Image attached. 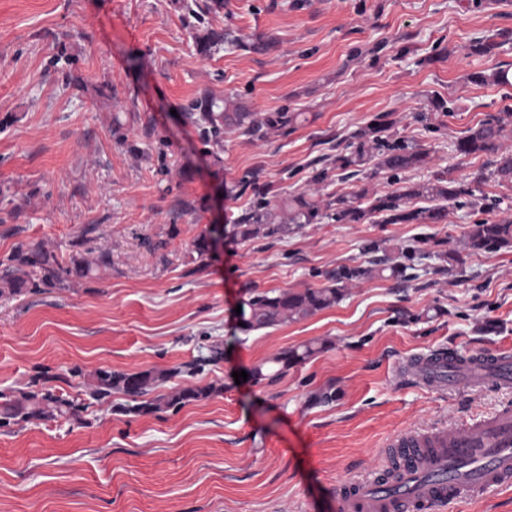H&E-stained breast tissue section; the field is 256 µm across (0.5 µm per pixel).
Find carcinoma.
Instances as JSON below:
<instances>
[{
	"label": "carcinoma",
	"mask_w": 512,
	"mask_h": 512,
	"mask_svg": "<svg viewBox=\"0 0 512 512\" xmlns=\"http://www.w3.org/2000/svg\"><path fill=\"white\" fill-rule=\"evenodd\" d=\"M179 7L190 28L195 30V48L199 55L209 56L220 46L236 45L239 39L230 30L210 27V18L224 12V0H179ZM498 43L491 37H479L470 44L471 54L486 56L493 53ZM467 81L481 86L488 83L509 85V71H474ZM431 111L420 112L417 120L435 128L432 121L447 117L453 112V101L440 95L430 99ZM185 120L199 131L202 143L211 148L214 163L221 165L224 150V129L234 128L248 136L265 137L271 133L287 132L298 117L296 112L281 110L261 116L251 111L240 99L218 98L204 92L183 108ZM512 112L489 114L473 127L468 128L454 144L461 157L492 155L491 169L480 173L473 183L437 175L422 183L399 186L394 192L374 197L367 206L355 204L343 197L314 201L306 191L292 195L272 205L266 195L252 203L238 217L235 227L241 240L263 236L273 238L281 234L285 224H317L327 220L338 224H360L370 217L381 224H444L448 220V206L464 197H474L475 186L492 180L502 187L512 189V150L503 146L506 127ZM393 122L385 115H377L350 135L346 152L336 155L332 165L325 160L315 161L310 183L318 186L327 181L331 169L337 176L352 179L366 174L368 168L384 170L394 177L409 169L424 168L431 162L428 150L414 146L402 139H393L389 133ZM425 200L427 206H414L412 201ZM85 235L76 237L70 244L68 257L43 246L19 245L0 259V294L18 295L39 293L47 288H66L75 280L88 277L101 266L111 265L108 251L89 245ZM466 246L471 253L497 252L512 248V217L482 220L472 224L466 234ZM408 265L385 255L371 261L369 267H343L336 271L335 284L323 288H303L288 291L250 292L240 302L239 320L246 331H258L297 322L338 304L346 293V283L353 279L389 271L395 278L406 277ZM320 349L310 344L286 349L271 359L255 366L251 375L257 382H274L292 367L305 363ZM224 357L223 350L215 345L204 355L198 356L192 371L215 364ZM180 373L178 369H148L139 372L99 369L93 374L94 383L88 397L100 404L112 403V396L119 394L127 404H118L115 411L123 414L157 413L178 410L185 405L206 399L223 390L210 384L204 387L186 386L167 393L153 395L169 379ZM153 398H148V395ZM88 408L81 394L65 395L60 390L45 386L36 391L17 395L0 393V421L23 422L32 418H52L55 414L77 418Z\"/></svg>",
	"instance_id": "carcinoma-1"
}]
</instances>
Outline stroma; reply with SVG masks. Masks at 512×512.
<instances>
[{
	"label": "stroma",
	"mask_w": 512,
	"mask_h": 512,
	"mask_svg": "<svg viewBox=\"0 0 512 512\" xmlns=\"http://www.w3.org/2000/svg\"><path fill=\"white\" fill-rule=\"evenodd\" d=\"M211 25L240 46L197 55L172 0H0V258L37 243L65 255L83 233L112 255L69 287L0 296V392L75 367L84 392L100 368L168 369L206 346L226 350L167 382L222 388L179 411L120 414L116 395L77 421L0 427V512H335L338 482L376 476L391 439L512 402L507 389L431 392L393 378L397 361L435 349H512V248L459 265L442 257L462 251L475 222L512 216V189L480 184L478 203L449 207L444 224H305L246 242L233 232L254 199L236 193L244 175L282 197L302 191L314 160L384 113L432 157L406 180H473L487 157L459 156L453 143L512 107V86L465 77L512 66V0H226ZM259 34L277 49L249 51ZM482 36L497 49L472 55ZM206 91L305 119L264 139L225 131L218 168L180 115ZM433 94L454 111L430 129L416 115ZM363 189L394 185L380 171L331 178L318 194ZM216 224L223 247L197 256L194 241ZM408 246L420 252L409 279L366 277L306 319L239 324L247 290L325 287L342 267ZM309 342L322 351L282 379L235 382ZM326 390L333 401L315 402Z\"/></svg>",
	"instance_id": "1"
}]
</instances>
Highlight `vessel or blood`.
I'll list each match as a JSON object with an SVG mask.
<instances>
[{
    "mask_svg": "<svg viewBox=\"0 0 512 512\" xmlns=\"http://www.w3.org/2000/svg\"><path fill=\"white\" fill-rule=\"evenodd\" d=\"M397 377L438 392L512 388V351L436 349L399 362ZM401 449L390 484L348 478L337 489V512H428L460 496H479L512 483V407L461 427L410 430L390 442Z\"/></svg>",
    "mask_w": 512,
    "mask_h": 512,
    "instance_id": "b4317fda",
    "label": "vessel or blood"
}]
</instances>
